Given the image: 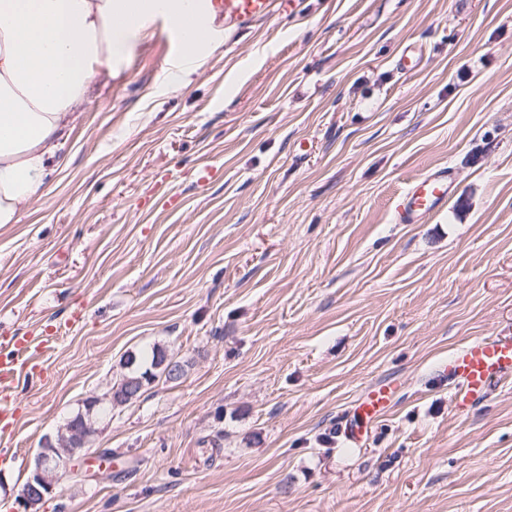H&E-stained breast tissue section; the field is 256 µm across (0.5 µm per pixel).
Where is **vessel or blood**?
<instances>
[{
  "instance_id": "b4317fda",
  "label": "vessel or blood",
  "mask_w": 512,
  "mask_h": 512,
  "mask_svg": "<svg viewBox=\"0 0 512 512\" xmlns=\"http://www.w3.org/2000/svg\"><path fill=\"white\" fill-rule=\"evenodd\" d=\"M201 9L187 25L172 29L182 39L202 28L216 40L232 28H246L267 18L274 10L294 12L297 0H200ZM451 173L442 168L420 176L403 191L395 204L397 223L417 224L440 212L448 203ZM55 342L51 336H13L0 340V414H6L16 395L17 383L34 359L45 358ZM453 388L458 409L475 406L505 382L512 380V336L471 339L456 348L443 367ZM391 404V388L382 384L360 399L352 420L342 432L353 444H362Z\"/></svg>"
}]
</instances>
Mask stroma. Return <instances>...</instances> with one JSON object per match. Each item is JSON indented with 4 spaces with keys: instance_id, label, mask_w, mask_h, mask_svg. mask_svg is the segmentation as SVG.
Segmentation results:
<instances>
[{
    "instance_id": "35a3bbf8",
    "label": "stroma",
    "mask_w": 512,
    "mask_h": 512,
    "mask_svg": "<svg viewBox=\"0 0 512 512\" xmlns=\"http://www.w3.org/2000/svg\"><path fill=\"white\" fill-rule=\"evenodd\" d=\"M177 58L156 21L0 226V336L57 337L18 384L0 512L154 347L183 378L113 407L37 512H512V385L462 414L440 372L512 334V0H300L174 92ZM442 166L447 208L396 223ZM385 381L351 444L339 423ZM391 404V387L374 386L359 400L355 417L347 420L340 431L353 444L361 445L375 423L386 413Z\"/></svg>"
}]
</instances>
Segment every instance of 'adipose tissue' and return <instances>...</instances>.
Listing matches in <instances>:
<instances>
[{"label": "adipose tissue", "instance_id": "1", "mask_svg": "<svg viewBox=\"0 0 512 512\" xmlns=\"http://www.w3.org/2000/svg\"><path fill=\"white\" fill-rule=\"evenodd\" d=\"M194 0H0V226L47 195L79 105L158 14Z\"/></svg>", "mask_w": 512, "mask_h": 512}]
</instances>
